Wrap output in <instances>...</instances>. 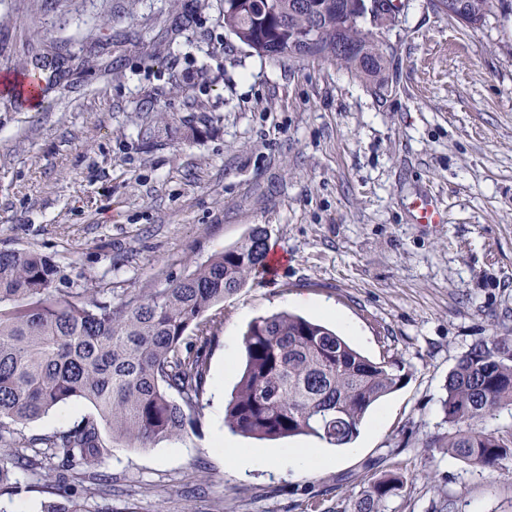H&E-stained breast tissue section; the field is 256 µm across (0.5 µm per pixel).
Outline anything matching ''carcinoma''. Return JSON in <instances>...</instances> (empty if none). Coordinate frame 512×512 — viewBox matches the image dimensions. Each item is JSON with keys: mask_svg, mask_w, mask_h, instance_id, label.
Returning a JSON list of instances; mask_svg holds the SVG:
<instances>
[{"mask_svg": "<svg viewBox=\"0 0 512 512\" xmlns=\"http://www.w3.org/2000/svg\"><path fill=\"white\" fill-rule=\"evenodd\" d=\"M268 18L256 0H224V29L255 53L284 64L300 50V35L316 25L326 57L376 87L384 49L361 22L339 12L340 0H307L311 8ZM487 17L495 0H464ZM267 233L256 226L236 245L197 264L183 279L118 305L97 291H63L58 267L27 249L0 251V447L14 464L44 470V482L64 481L77 468L95 480L112 448H150L181 441L200 407L206 348L223 318L213 309L267 265ZM195 343L186 342L188 335ZM245 363L224 410V426L247 438L312 437L345 448L373 405L407 379L388 355L364 356L335 330L281 311L256 318L243 337ZM70 402L94 413L65 431L27 437L20 427ZM448 432L427 447L490 473L512 455V425L486 422L512 410V334L471 345L448 376L441 401ZM43 449L38 459L26 454ZM407 479L387 471L364 483L342 512H388ZM42 512H83L73 499L50 500Z\"/></svg>", "mask_w": 512, "mask_h": 512, "instance_id": "carcinoma-1", "label": "carcinoma"}]
</instances>
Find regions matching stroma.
Here are the masks:
<instances>
[{"label": "stroma", "instance_id": "1", "mask_svg": "<svg viewBox=\"0 0 512 512\" xmlns=\"http://www.w3.org/2000/svg\"><path fill=\"white\" fill-rule=\"evenodd\" d=\"M224 0H0V74L56 65L32 108L0 96V250L33 249L58 288L113 302L165 288L267 231L276 270L224 299L203 407L180 441L116 448L104 486L47 489L19 471L0 512L45 499L84 512H342L381 470L407 475L389 512H512V458L495 474L429 450L447 432L448 373L512 331V9L475 29L404 0L375 90L336 64H284L224 29ZM448 221L415 223L420 193ZM341 311L347 340L402 363L335 464L240 470L211 446L255 318Z\"/></svg>", "mask_w": 512, "mask_h": 512}]
</instances>
